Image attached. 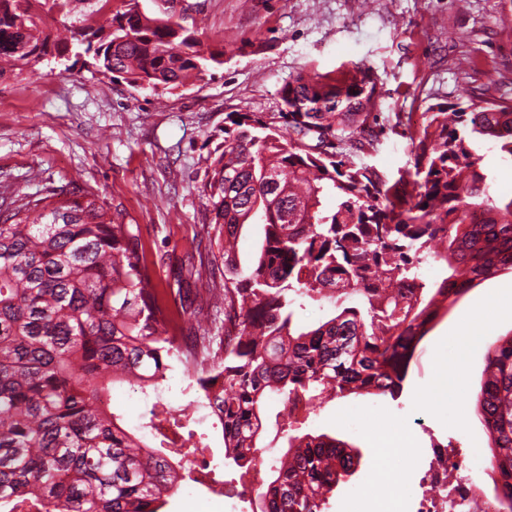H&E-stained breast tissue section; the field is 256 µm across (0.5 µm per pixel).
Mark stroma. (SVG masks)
I'll return each instance as SVG.
<instances>
[{
  "mask_svg": "<svg viewBox=\"0 0 512 512\" xmlns=\"http://www.w3.org/2000/svg\"><path fill=\"white\" fill-rule=\"evenodd\" d=\"M178 11L205 46L224 51L222 66L186 86L134 88L96 74L84 55L0 78V205L51 190L97 195L123 211L168 303L181 268L210 265L218 255L202 179L224 142L227 114L251 112L281 126L280 88L290 76L337 77L358 63L373 70L376 139L361 158L392 180L413 169L408 127L429 104L457 102L465 90L512 99V0H185ZM491 296L512 306V272L477 283L432 323L398 400L338 397L293 420L362 455L328 512H415L439 448L493 493L497 475L486 466L491 441L476 394L487 350L512 334V317H475L479 338L463 364L467 387L434 385L437 366L453 355L452 329ZM452 399L470 413L466 429L454 422ZM370 416L402 426L415 446L397 497L375 502L364 498L378 485L363 427Z\"/></svg>",
  "mask_w": 512,
  "mask_h": 512,
  "instance_id": "35a3bbf8",
  "label": "stroma"
}]
</instances>
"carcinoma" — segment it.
Wrapping results in <instances>:
<instances>
[{
    "instance_id": "cac0c4a2",
    "label": "carcinoma",
    "mask_w": 512,
    "mask_h": 512,
    "mask_svg": "<svg viewBox=\"0 0 512 512\" xmlns=\"http://www.w3.org/2000/svg\"><path fill=\"white\" fill-rule=\"evenodd\" d=\"M105 24L47 27L71 0H0V79L73 49L101 72L141 89L200 79L222 52L203 48L174 14L121 0ZM283 125L245 113L226 117L224 147L204 173L203 193L224 267L211 269L206 300L163 302L123 213L89 194L50 192L0 211V512H162L194 469L206 439L192 429L206 401L224 439V464H257L270 395L308 404L323 394L398 399L427 325L477 279L512 271V198L491 194L478 139L512 161V100L466 95L423 113L412 179L391 184L333 143L373 144L376 80L356 65L338 77L299 72L281 88ZM336 205L324 207L326 198ZM246 224L263 225L251 264L241 266ZM444 276L419 288L423 266ZM299 299L337 309L305 330ZM208 308L224 332L199 336L175 315ZM183 376L186 403L160 409L150 435L126 427L109 392L126 383L163 391ZM480 420L492 441L502 512H512V336L488 349ZM270 466L259 512H326L356 473L360 453L326 433L290 434Z\"/></svg>"
}]
</instances>
